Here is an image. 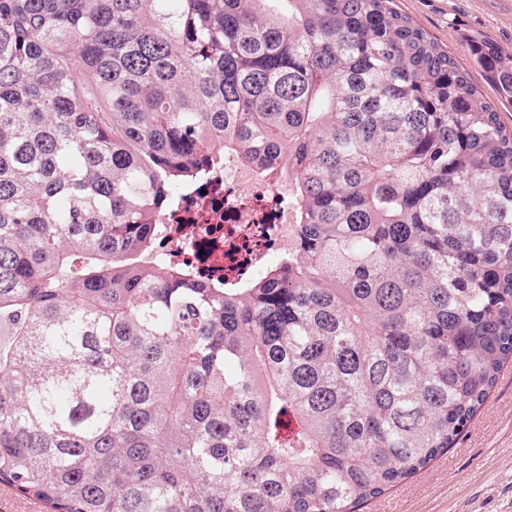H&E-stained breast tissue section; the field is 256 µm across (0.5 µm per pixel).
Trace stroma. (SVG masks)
I'll return each instance as SVG.
<instances>
[{
	"instance_id": "stroma-1",
	"label": "stroma",
	"mask_w": 512,
	"mask_h": 512,
	"mask_svg": "<svg viewBox=\"0 0 512 512\" xmlns=\"http://www.w3.org/2000/svg\"><path fill=\"white\" fill-rule=\"evenodd\" d=\"M402 13L456 58L512 128L501 101L473 64L468 41L479 37L512 50V0H394ZM360 512H512V364L458 443L412 478L364 503Z\"/></svg>"
}]
</instances>
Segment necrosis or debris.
Returning <instances> with one entry per match:
<instances>
[{"mask_svg": "<svg viewBox=\"0 0 512 512\" xmlns=\"http://www.w3.org/2000/svg\"><path fill=\"white\" fill-rule=\"evenodd\" d=\"M284 179L277 164L258 172L235 164L180 189L160 218L166 233L143 263L188 267L221 287L262 271L288 247L293 208Z\"/></svg>", "mask_w": 512, "mask_h": 512, "instance_id": "4bbe7bcc", "label": "necrosis or debris"}]
</instances>
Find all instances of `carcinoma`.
<instances>
[{
    "label": "carcinoma",
    "mask_w": 512,
    "mask_h": 512,
    "mask_svg": "<svg viewBox=\"0 0 512 512\" xmlns=\"http://www.w3.org/2000/svg\"><path fill=\"white\" fill-rule=\"evenodd\" d=\"M229 157L288 166V252L140 264ZM0 331V484L48 512H356L512 363V130L392 0H0Z\"/></svg>",
    "instance_id": "cac0c4a2"
}]
</instances>
